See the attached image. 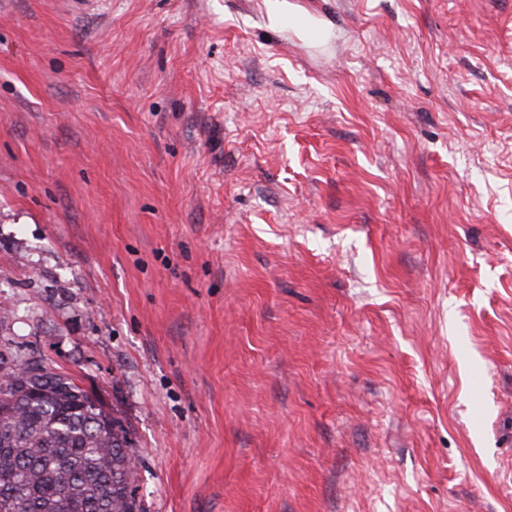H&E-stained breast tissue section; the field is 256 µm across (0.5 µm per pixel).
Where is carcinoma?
I'll return each instance as SVG.
<instances>
[{
    "label": "carcinoma",
    "mask_w": 512,
    "mask_h": 512,
    "mask_svg": "<svg viewBox=\"0 0 512 512\" xmlns=\"http://www.w3.org/2000/svg\"><path fill=\"white\" fill-rule=\"evenodd\" d=\"M0 357V512H137L138 450L78 378Z\"/></svg>",
    "instance_id": "carcinoma-1"
}]
</instances>
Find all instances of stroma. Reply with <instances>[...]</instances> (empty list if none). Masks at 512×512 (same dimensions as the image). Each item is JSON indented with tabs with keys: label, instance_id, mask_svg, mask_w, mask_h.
Listing matches in <instances>:
<instances>
[{
	"label": "stroma",
	"instance_id": "1",
	"mask_svg": "<svg viewBox=\"0 0 512 512\" xmlns=\"http://www.w3.org/2000/svg\"><path fill=\"white\" fill-rule=\"evenodd\" d=\"M0 0V353L142 512H512V0Z\"/></svg>",
	"mask_w": 512,
	"mask_h": 512
}]
</instances>
